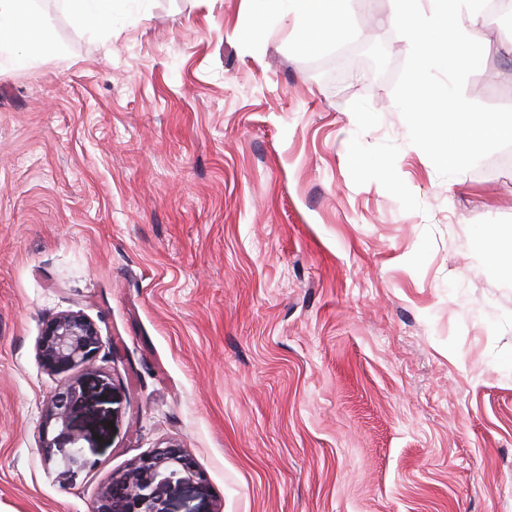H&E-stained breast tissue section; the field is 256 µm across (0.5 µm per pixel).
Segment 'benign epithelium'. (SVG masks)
Here are the masks:
<instances>
[{"instance_id": "obj_1", "label": "benign epithelium", "mask_w": 512, "mask_h": 512, "mask_svg": "<svg viewBox=\"0 0 512 512\" xmlns=\"http://www.w3.org/2000/svg\"><path fill=\"white\" fill-rule=\"evenodd\" d=\"M101 341L95 323L79 311L62 313L49 320L38 343V355L44 367L63 382L51 396L46 408L42 450L66 473H76L87 460L80 436L70 419L81 402L79 383L68 377L77 367H90ZM53 430H47V427ZM182 486L196 496L208 498L211 487L194 460L177 444L158 447L141 457L127 471L112 476L101 490L92 512H171L170 495Z\"/></svg>"}]
</instances>
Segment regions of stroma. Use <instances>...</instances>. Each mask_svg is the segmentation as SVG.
I'll return each mask as SVG.
<instances>
[{
    "label": "stroma",
    "mask_w": 512,
    "mask_h": 512,
    "mask_svg": "<svg viewBox=\"0 0 512 512\" xmlns=\"http://www.w3.org/2000/svg\"><path fill=\"white\" fill-rule=\"evenodd\" d=\"M391 0L334 37L254 0H113L0 63V512H90L179 444L212 498L172 512H512V166L441 178L393 100ZM512 106V43L481 21ZM97 326L71 425L42 453L45 323Z\"/></svg>",
    "instance_id": "1"
}]
</instances>
